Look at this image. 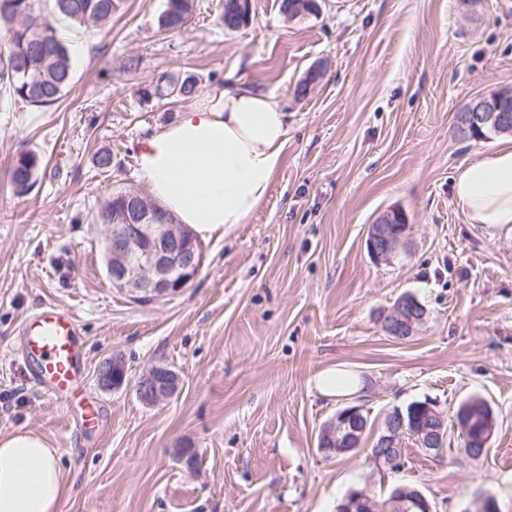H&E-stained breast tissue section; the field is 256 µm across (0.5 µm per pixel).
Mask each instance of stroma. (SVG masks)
Instances as JSON below:
<instances>
[{"label": "stroma", "mask_w": 512, "mask_h": 512, "mask_svg": "<svg viewBox=\"0 0 512 512\" xmlns=\"http://www.w3.org/2000/svg\"><path fill=\"white\" fill-rule=\"evenodd\" d=\"M196 3L175 34L157 31L165 0H125L109 28L66 29L74 78L52 108L0 92V438L30 433L56 449L63 512H336L365 484L380 496L417 487L435 512H476L484 494L512 512V235L470 223L452 191L459 166L503 141H462L455 126L472 98L512 87V0H321L296 22L280 0H252L235 31L220 21L224 0ZM131 59L139 68L125 71ZM318 64L321 82L295 97ZM164 74L201 95L232 75L274 96L288 147L247 223L200 234L197 279L142 304L108 280L93 217L114 191L148 190L137 145L189 106L155 95ZM26 149L44 166L17 195L8 170ZM392 208L407 216V242L378 262L367 230ZM407 292L429 317L400 341L380 317ZM47 302L73 311L85 347L63 405L28 382L22 360L21 325ZM115 355L127 382L101 389ZM155 365L180 386L146 406L135 383ZM324 371L362 388L323 392ZM473 394L497 413L480 458L451 448L440 462L409 440L404 467L381 475L367 451L326 459L317 448L345 402L379 428L409 401L435 399L450 416Z\"/></svg>", "instance_id": "1"}]
</instances>
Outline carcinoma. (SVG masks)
Here are the masks:
<instances>
[{
	"mask_svg": "<svg viewBox=\"0 0 512 512\" xmlns=\"http://www.w3.org/2000/svg\"><path fill=\"white\" fill-rule=\"evenodd\" d=\"M315 16L317 0H281L280 12L294 20L295 4ZM124 0H0V89L15 100L34 108H51L60 103L73 79V62L61 32L54 22L102 29L123 8ZM194 10V0H166L157 19L158 29L175 33L185 29ZM221 20L226 30H237L248 23L239 0H224ZM196 92V83L164 77L155 86V94L188 98ZM42 157L34 150L20 151L9 169L13 190L25 194L35 185ZM423 400L411 401L401 408L407 428L420 430L431 417L422 409ZM460 429H455V425ZM496 417L491 404L481 396L461 402L455 422L446 429L457 430L459 453L477 459L487 452L485 439L495 432Z\"/></svg>",
	"mask_w": 512,
	"mask_h": 512,
	"instance_id": "carcinoma-1",
	"label": "carcinoma"
}]
</instances>
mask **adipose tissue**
Wrapping results in <instances>:
<instances>
[{
	"label": "adipose tissue",
	"mask_w": 512,
	"mask_h": 512,
	"mask_svg": "<svg viewBox=\"0 0 512 512\" xmlns=\"http://www.w3.org/2000/svg\"><path fill=\"white\" fill-rule=\"evenodd\" d=\"M288 145V116L234 78L143 138L139 171L154 199L198 233L244 224L267 198ZM455 202L471 223L512 233V146L459 167ZM55 449L29 433L0 441V512H61Z\"/></svg>",
	"instance_id": "1"
}]
</instances>
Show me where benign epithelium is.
I'll list each match as a JSON object with an SVG mask.
<instances>
[{
    "label": "benign epithelium",
    "instance_id": "obj_1",
    "mask_svg": "<svg viewBox=\"0 0 512 512\" xmlns=\"http://www.w3.org/2000/svg\"><path fill=\"white\" fill-rule=\"evenodd\" d=\"M459 127H488L498 133H512V121L505 114L498 96H479L471 99L467 108L458 115ZM112 198L121 205L112 209V223H105V237L108 242L106 273L112 287L126 294L136 302L144 303L180 294L200 274L203 266V252L197 246L196 237L185 224L177 223L157 203L147 199L135 190H122ZM407 223L406 215L400 210H390L380 215L369 225L367 248L378 261L387 259L403 246L407 232L397 233L393 225ZM426 309L416 306L408 299L396 303L391 312L382 316L381 327L387 335L398 340H407L417 335L427 321ZM126 362L115 355L105 362L98 373V383L103 389H114L125 382ZM178 375L165 366H153L138 379V399L147 406H156L171 399L179 390ZM430 415L440 422L437 427H425L418 433L407 430L400 419L379 436L378 447L396 452L393 459L372 457L379 471L395 468L403 454V440L415 441L427 454L441 457L445 454L442 444L447 437L443 424L447 422L438 405L427 402ZM359 409L348 407L336 416L323 430L324 444L332 453L358 451L364 447L363 437L348 438L345 447L339 448V434L343 433L348 419L357 417ZM396 488L386 505L373 499L367 501L370 512L391 506L400 510L408 499L400 496Z\"/></svg>",
    "mask_w": 512,
    "mask_h": 512
}]
</instances>
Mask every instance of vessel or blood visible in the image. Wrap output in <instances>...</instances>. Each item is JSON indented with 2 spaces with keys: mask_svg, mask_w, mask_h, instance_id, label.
<instances>
[{
  "mask_svg": "<svg viewBox=\"0 0 512 512\" xmlns=\"http://www.w3.org/2000/svg\"><path fill=\"white\" fill-rule=\"evenodd\" d=\"M22 334L31 381L48 398L64 402L85 369L75 314L51 304L42 306L24 322Z\"/></svg>",
  "mask_w": 512,
  "mask_h": 512,
  "instance_id": "1",
  "label": "vessel or blood"
}]
</instances>
